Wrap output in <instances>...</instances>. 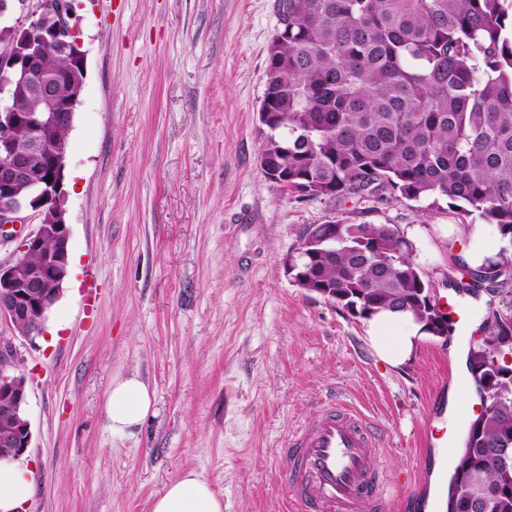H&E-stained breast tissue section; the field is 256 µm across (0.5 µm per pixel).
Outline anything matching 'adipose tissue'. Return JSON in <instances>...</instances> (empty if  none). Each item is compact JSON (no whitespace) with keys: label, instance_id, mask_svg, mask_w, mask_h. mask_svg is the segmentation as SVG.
<instances>
[{"label":"adipose tissue","instance_id":"1","mask_svg":"<svg viewBox=\"0 0 512 512\" xmlns=\"http://www.w3.org/2000/svg\"><path fill=\"white\" fill-rule=\"evenodd\" d=\"M370 342L379 358L394 367L411 360L422 330L411 315L381 312L371 321ZM152 407L148 386L138 376L114 379L104 403L109 425L125 434L139 425ZM34 492V470L24 458L0 459V512H20ZM151 512H224V500L196 471L170 482L152 502Z\"/></svg>","mask_w":512,"mask_h":512}]
</instances>
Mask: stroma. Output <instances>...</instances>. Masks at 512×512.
<instances>
[{
    "label": "stroma",
    "mask_w": 512,
    "mask_h": 512,
    "mask_svg": "<svg viewBox=\"0 0 512 512\" xmlns=\"http://www.w3.org/2000/svg\"><path fill=\"white\" fill-rule=\"evenodd\" d=\"M74 5L86 74L67 136L71 274L46 337L0 325L27 379L36 490L21 512H150L187 470L224 512H288V440L332 401L367 415L391 483L413 489L439 461L453 472L459 446L426 453L424 425L470 421L477 384L450 345L472 346L500 297H470L467 332L424 336L394 368L369 322L300 288L286 261L309 226L391 224L440 282L472 239L498 252L495 226L446 201L309 197L265 177L258 111L278 0ZM133 373L153 407L116 436L104 402Z\"/></svg>",
    "instance_id": "1"
}]
</instances>
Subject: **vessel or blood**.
Wrapping results in <instances>:
<instances>
[{
    "mask_svg": "<svg viewBox=\"0 0 512 512\" xmlns=\"http://www.w3.org/2000/svg\"><path fill=\"white\" fill-rule=\"evenodd\" d=\"M290 512H387L379 444L358 409L322 405L289 439Z\"/></svg>",
    "mask_w": 512,
    "mask_h": 512,
    "instance_id": "1",
    "label": "vessel or blood"
}]
</instances>
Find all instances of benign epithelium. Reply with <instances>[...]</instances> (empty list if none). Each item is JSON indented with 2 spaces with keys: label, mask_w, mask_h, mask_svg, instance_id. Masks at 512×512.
Here are the masks:
<instances>
[{
  "label": "benign epithelium",
  "mask_w": 512,
  "mask_h": 512,
  "mask_svg": "<svg viewBox=\"0 0 512 512\" xmlns=\"http://www.w3.org/2000/svg\"><path fill=\"white\" fill-rule=\"evenodd\" d=\"M80 18L72 0H39L26 27H5L8 50L0 52V128L24 127L26 145L0 138V241L18 242L19 257L0 262V322L9 323L33 341L44 334L49 312L59 299L69 275V229L66 193L63 186L67 142L51 143L46 163H34L41 152L45 133L56 126L60 113L73 112L78 97L59 94L66 81L75 87L83 82L85 51L79 37ZM54 49L66 57V74L50 73L43 53ZM33 98L35 107L22 110L19 104ZM37 219V228L22 234L16 225ZM53 248L44 250L46 240ZM39 253V266L21 271V257ZM27 382L14 371L8 346L0 340V457L24 455L32 433L26 414Z\"/></svg>",
  "instance_id": "benign-epithelium-1"
}]
</instances>
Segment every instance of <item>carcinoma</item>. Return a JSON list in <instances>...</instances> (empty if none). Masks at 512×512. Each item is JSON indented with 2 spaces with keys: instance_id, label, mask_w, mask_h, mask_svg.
Returning <instances> with one entry per match:
<instances>
[{
  "instance_id": "carcinoma-1",
  "label": "carcinoma",
  "mask_w": 512,
  "mask_h": 512,
  "mask_svg": "<svg viewBox=\"0 0 512 512\" xmlns=\"http://www.w3.org/2000/svg\"><path fill=\"white\" fill-rule=\"evenodd\" d=\"M260 152L311 197L400 194L465 205L507 241L469 271L470 292L509 297L467 364L479 393L448 512H512V0H279ZM293 278L351 316L409 313L436 335L431 280L389 224H318Z\"/></svg>"
}]
</instances>
